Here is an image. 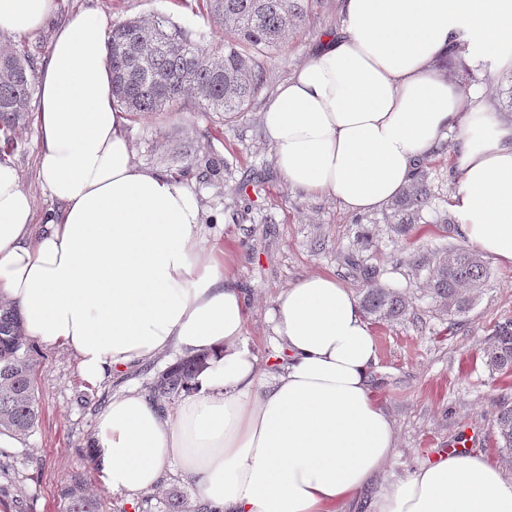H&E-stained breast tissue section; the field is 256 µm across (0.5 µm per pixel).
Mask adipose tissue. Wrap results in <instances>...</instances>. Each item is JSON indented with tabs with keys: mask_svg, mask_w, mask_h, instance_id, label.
Listing matches in <instances>:
<instances>
[{
	"mask_svg": "<svg viewBox=\"0 0 512 512\" xmlns=\"http://www.w3.org/2000/svg\"><path fill=\"white\" fill-rule=\"evenodd\" d=\"M340 2L341 29L264 114L285 182L373 212L451 139L460 233L512 267V120L433 68L462 45L512 65V0ZM54 10L0 0V34L33 35ZM105 44L98 14L76 12L37 71L39 174L57 205L43 223L0 160V300L19 308L28 339L72 350L94 385L169 350L208 354L175 413L130 390L99 414L89 444L113 492L154 490L175 467L212 512H336L397 441L371 389L378 345L362 307L328 274L289 285L273 317L288 363L258 381L228 257L203 247L196 193L135 164ZM374 508L512 512V479L484 454L443 456L382 484Z\"/></svg>",
	"mask_w": 512,
	"mask_h": 512,
	"instance_id": "1",
	"label": "adipose tissue"
}]
</instances>
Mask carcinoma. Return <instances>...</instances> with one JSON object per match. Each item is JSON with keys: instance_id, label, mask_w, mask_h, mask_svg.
Here are the masks:
<instances>
[{"instance_id": "obj_1", "label": "carcinoma", "mask_w": 512, "mask_h": 512, "mask_svg": "<svg viewBox=\"0 0 512 512\" xmlns=\"http://www.w3.org/2000/svg\"><path fill=\"white\" fill-rule=\"evenodd\" d=\"M308 0H202V8L224 31V41L202 43L197 33L166 15L116 21L107 34L106 55L112 71V99L138 118L163 112L192 96L207 112L228 122L248 107L266 84L267 52L276 49L291 31L306 24ZM34 59L25 51L0 50V131L4 141L26 122L34 93ZM171 175L182 179L221 177L224 162L199 158L191 146L179 143L169 152ZM434 194L428 173L392 203L394 231L405 235L422 218ZM416 267L428 271L431 297L439 310L465 313L472 296L488 276L480 254L460 245L443 255L419 254ZM364 289L360 304L371 319L393 321L406 316L408 302L399 293L377 283L378 271L361 267ZM489 371L512 374V321L499 324L482 355ZM40 362L33 344L22 334L19 310L0 304V434L25 436L39 420L36 372ZM206 366V355L182 359L162 372L149 387V399L165 404L190 393ZM502 448L512 453V406L500 407L495 419ZM72 512H93L82 483L67 491Z\"/></svg>"}]
</instances>
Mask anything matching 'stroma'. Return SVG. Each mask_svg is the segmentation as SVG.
<instances>
[{"label": "stroma", "instance_id": "35a3bbf8", "mask_svg": "<svg viewBox=\"0 0 512 512\" xmlns=\"http://www.w3.org/2000/svg\"><path fill=\"white\" fill-rule=\"evenodd\" d=\"M87 8L95 9L108 25L164 14L196 31L213 28L194 0H57L53 17L40 31L22 39L0 34V45L27 50L36 64H44L59 27ZM340 27V0H311L304 28L274 50L266 88L247 109L226 124L189 99L168 111L130 120L134 161L167 170L168 147L186 141L199 156L227 162L220 180L203 185L190 176L186 182L200 200L205 247L227 253L246 296L245 339L260 378L281 372L277 361L283 351L272 322L279 294L312 273L335 276L345 287L360 291L363 282L350 265L351 258H358L379 269L382 287L398 290L409 303L403 319L370 324L379 356L372 386L397 433L384 478H404L457 441L467 442L470 452L503 463L511 477L512 459L498 447L495 419L501 404H512V377L490 374L482 351L494 326L512 320V268L489 261L490 277L470 310L447 316L435 306L424 274L412 264L418 253L437 254L462 242L457 225L445 222L456 192L448 151L436 150L423 160L434 199L421 222L404 236L394 232L389 208L361 215L347 212L333 197L290 188L277 169L265 137L264 113L278 86L311 56L321 36ZM434 67L451 80L471 70L474 84L485 90L487 111H502L512 100L510 67L468 54L438 59ZM14 138L18 148L10 159L32 196L36 216L44 217L55 204L41 188L37 134L28 125L16 129ZM366 233L372 235V244L363 242ZM39 359L40 420L14 447H0V512H68L65 491L77 479L98 503V512H173L178 502L185 512H194L196 492L177 472H166L156 490L119 495L106 487L98 467L85 455L97 417L112 396L125 388L147 394L149 383L176 361V353L97 385L81 377L67 348L40 347Z\"/></svg>", "mask_w": 512, "mask_h": 512}]
</instances>
